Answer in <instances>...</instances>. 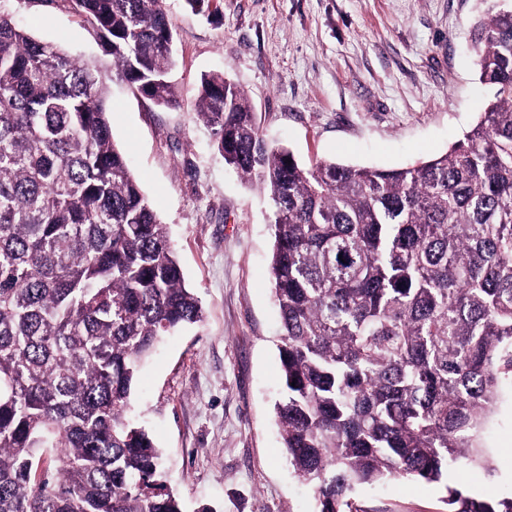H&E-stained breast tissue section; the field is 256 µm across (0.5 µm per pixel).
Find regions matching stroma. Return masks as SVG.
Returning a JSON list of instances; mask_svg holds the SVG:
<instances>
[{
  "label": "stroma",
  "mask_w": 512,
  "mask_h": 512,
  "mask_svg": "<svg viewBox=\"0 0 512 512\" xmlns=\"http://www.w3.org/2000/svg\"><path fill=\"white\" fill-rule=\"evenodd\" d=\"M179 104L161 108L110 87L115 141L167 224L201 322L159 344L137 374L135 419L164 453L184 512H317L288 465L274 403L281 322L271 280L272 206L213 148L195 113L202 75L250 95L269 140L305 165L320 159L391 169L444 153L478 122L493 88L470 46L489 0H212L195 14L165 0ZM36 38L101 57L67 0H0ZM481 444L495 468L449 470L446 485L358 486L367 512H447L446 486L512 495V387Z\"/></svg>",
  "instance_id": "obj_1"
}]
</instances>
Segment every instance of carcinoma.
Wrapping results in <instances>:
<instances>
[{
  "mask_svg": "<svg viewBox=\"0 0 512 512\" xmlns=\"http://www.w3.org/2000/svg\"><path fill=\"white\" fill-rule=\"evenodd\" d=\"M106 61L0 13V512H183L131 417L140 363L202 318L114 141L121 82L177 104L164 0H67ZM494 100L447 152L396 169L299 163L248 93L201 77L213 146L272 202L283 335L275 405L317 512H365L361 484L445 485L448 512H512L445 484L494 470L480 437L512 386V8L472 29Z\"/></svg>",
  "mask_w": 512,
  "mask_h": 512,
  "instance_id": "carcinoma-1",
  "label": "carcinoma"
}]
</instances>
